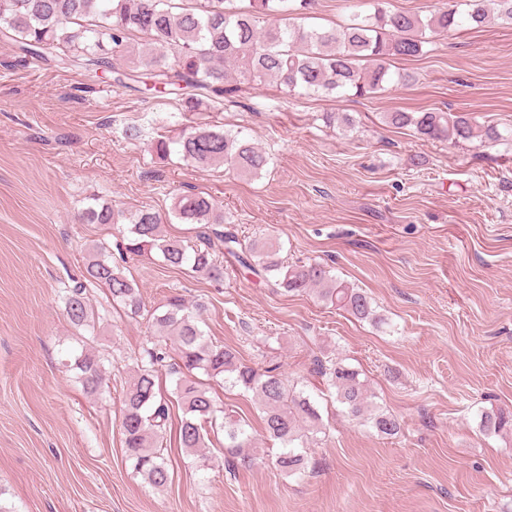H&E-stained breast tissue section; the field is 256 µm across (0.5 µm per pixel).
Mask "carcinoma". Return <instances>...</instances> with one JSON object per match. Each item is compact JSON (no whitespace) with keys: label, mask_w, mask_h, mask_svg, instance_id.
Here are the masks:
<instances>
[{"label":"carcinoma","mask_w":512,"mask_h":512,"mask_svg":"<svg viewBox=\"0 0 512 512\" xmlns=\"http://www.w3.org/2000/svg\"><path fill=\"white\" fill-rule=\"evenodd\" d=\"M0 0V44L24 59L53 55L57 65L76 68L94 78L107 68L123 84L134 81L160 93L174 95L188 112H201L215 100H232L243 84L273 81L287 95H335L361 98L406 85L411 75L390 69L393 57L424 54L430 37L451 30L479 28L499 20L512 24V0H456L451 8L426 17L389 10L388 0H371L372 10L353 5L349 21L340 27L301 25L290 21L312 0ZM144 39L137 58L129 60V40ZM395 128L410 127L428 140L453 144L476 140L512 141V130L501 133L482 125L466 112L385 113ZM154 151L165 159L179 155L196 168L224 166L240 174L259 176L268 155L254 146L244 130L208 123L186 126L175 137L160 135ZM171 214L183 224H199L198 243L187 245L162 233L164 219L151 209L128 211L87 198L81 212L86 224L121 227L128 233L126 252L143 257L157 253L167 265L224 281V265L210 251V234L224 241L226 253L239 267L285 293L315 291L319 297L360 320L381 322L370 299L330 275L317 262L285 266L277 242L267 239L246 244L231 232L216 230L224 223V208L202 193L175 198ZM84 278L105 289L112 302L128 313L141 312L139 289L121 269L103 256L85 262ZM203 305L188 306L172 295L155 316L161 339L144 350L135 377L122 400L121 429L125 455L133 470L157 488L170 479L163 440L169 426L170 404L183 416L179 444L205 469V437L218 426L224 431L225 461L232 468L254 463L245 449L252 447L250 425L229 410H219L198 375L228 387L251 390L259 398L267 437L279 442L276 468L294 475L304 467L301 449L321 431V415L310 396L274 369L259 371L239 361L235 351L213 344L201 330ZM69 320L88 333L95 331V313L84 288L76 285L64 297ZM174 362H168L169 354ZM76 379L84 391L97 394L104 380L102 358L87 346L73 356ZM166 370L174 388L165 393L157 382ZM316 372L349 417L366 421L384 436L401 428L398 418L371 407L367 380L340 361H317ZM486 433L512 432V414L487 412Z\"/></svg>","instance_id":"obj_1"}]
</instances>
